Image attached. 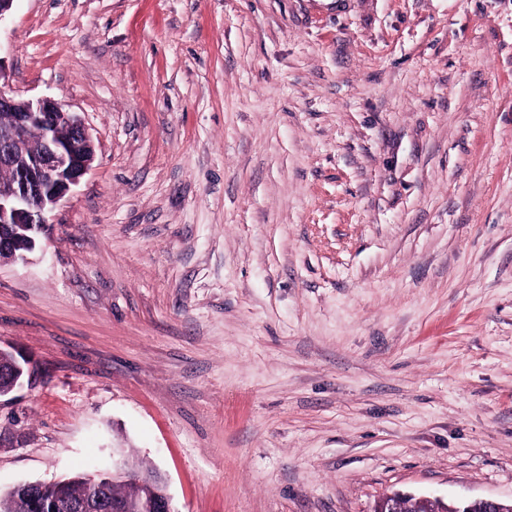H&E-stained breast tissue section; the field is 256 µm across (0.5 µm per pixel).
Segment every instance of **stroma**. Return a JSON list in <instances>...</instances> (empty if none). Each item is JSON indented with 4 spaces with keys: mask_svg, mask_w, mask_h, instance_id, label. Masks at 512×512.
Listing matches in <instances>:
<instances>
[{
    "mask_svg": "<svg viewBox=\"0 0 512 512\" xmlns=\"http://www.w3.org/2000/svg\"><path fill=\"white\" fill-rule=\"evenodd\" d=\"M0 69L97 143L0 266V494L512 498V0H14ZM138 468L137 471L148 477V480L144 483H122L113 481H138L140 476L126 466L123 459L112 461V475L100 476L99 479H86L90 493L93 494L102 482L105 483L98 492V497L101 502L106 504H112V512H127L128 507L121 503L112 502L125 501L133 505L136 511L134 512H173L171 509L170 498L167 491L163 494V499L155 502L157 499L162 497L164 491L163 486L152 479L155 473L150 466L147 465H133ZM112 481V482H111ZM150 502H152L150 504Z\"/></svg>",
    "mask_w": 512,
    "mask_h": 512,
    "instance_id": "35a3bbf8",
    "label": "stroma"
}]
</instances>
